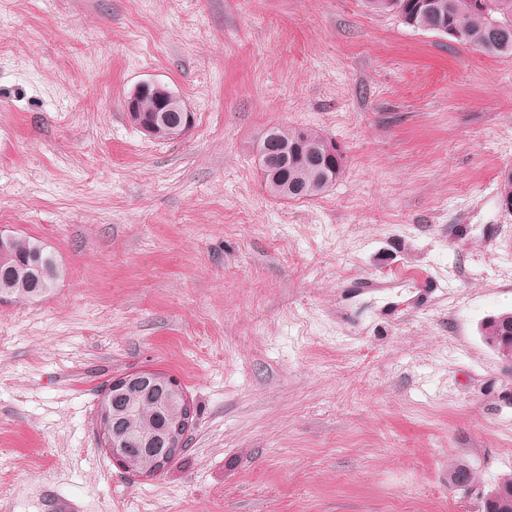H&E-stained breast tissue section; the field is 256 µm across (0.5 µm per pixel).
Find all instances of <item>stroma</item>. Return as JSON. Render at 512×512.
<instances>
[{
	"mask_svg": "<svg viewBox=\"0 0 512 512\" xmlns=\"http://www.w3.org/2000/svg\"><path fill=\"white\" fill-rule=\"evenodd\" d=\"M146 81L185 135L129 121ZM277 124L343 146V178L271 196ZM510 167L512 57L363 0H0V232L63 270L0 301V512H484L512 474V372L481 334L512 311ZM144 370L196 415L139 478L97 395ZM149 91L152 92L154 98L159 102V109L154 112H177V115H174L172 118L177 119L181 124L184 122V115H186V125L184 127H182V125L172 126L175 134H183L186 132L191 122V111L189 107L183 98L173 94L167 86L158 82H143L139 84L130 97L125 100V109L129 121L148 136L154 134L157 121L168 123L169 114L164 113L160 116L154 115L151 121L145 120L141 116L140 109L142 110V115L146 116L152 114V111L157 107V102L150 93L141 97L143 93ZM179 112H183V115Z\"/></svg>",
	"mask_w": 512,
	"mask_h": 512,
	"instance_id": "obj_1",
	"label": "stroma"
}]
</instances>
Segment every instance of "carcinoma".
Masks as SVG:
<instances>
[{"instance_id": "cac0c4a2", "label": "carcinoma", "mask_w": 512, "mask_h": 512, "mask_svg": "<svg viewBox=\"0 0 512 512\" xmlns=\"http://www.w3.org/2000/svg\"><path fill=\"white\" fill-rule=\"evenodd\" d=\"M376 13L392 14L407 26L452 38L486 56H512V0H365ZM266 136L278 150L266 169L264 186L271 195L288 200L315 198L331 188L344 174L346 155L340 150L333 156L318 152L328 136L311 128L274 126ZM499 198L512 211V170L502 175ZM61 270L53 255L35 239L21 234L10 236L0 248V300L14 298L38 300L51 292ZM482 335L494 349L512 345V313L489 317L482 325ZM110 408L111 420L124 427L127 447L160 434V429L175 419L182 421L178 440L185 439L195 407H168L163 398L144 390L131 389L112 404L101 392L98 411ZM152 455L137 453L127 457L129 472L153 475L165 470L174 458L154 465ZM486 512H512V478L500 482L485 497Z\"/></svg>"}]
</instances>
